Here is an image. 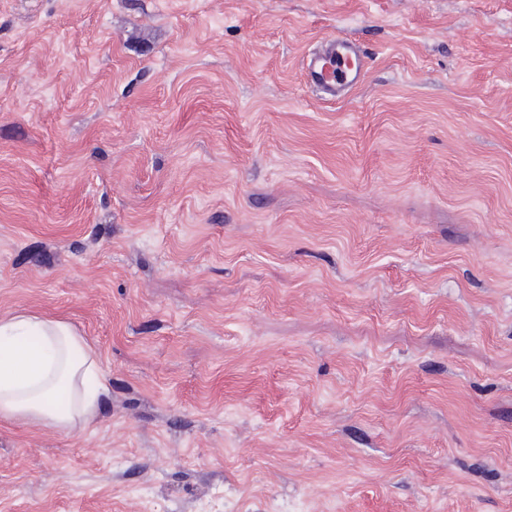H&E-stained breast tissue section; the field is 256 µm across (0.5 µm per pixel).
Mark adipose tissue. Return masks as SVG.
<instances>
[{"mask_svg":"<svg viewBox=\"0 0 512 512\" xmlns=\"http://www.w3.org/2000/svg\"><path fill=\"white\" fill-rule=\"evenodd\" d=\"M108 388L96 352L74 325L25 311L0 315V419L73 433Z\"/></svg>","mask_w":512,"mask_h":512,"instance_id":"ef3b65f1","label":"adipose tissue"}]
</instances>
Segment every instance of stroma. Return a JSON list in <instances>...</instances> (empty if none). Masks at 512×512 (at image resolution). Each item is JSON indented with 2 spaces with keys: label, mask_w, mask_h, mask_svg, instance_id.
<instances>
[{
  "label": "stroma",
  "mask_w": 512,
  "mask_h": 512,
  "mask_svg": "<svg viewBox=\"0 0 512 512\" xmlns=\"http://www.w3.org/2000/svg\"><path fill=\"white\" fill-rule=\"evenodd\" d=\"M13 310L108 394L0 512H512V0H0ZM366 73L365 53L354 41L336 37L324 50L307 57L306 84L328 99H342L352 92Z\"/></svg>",
  "instance_id": "1"
}]
</instances>
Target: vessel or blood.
Returning a JSON list of instances; mask_svg holds the SVG:
<instances>
[{
    "instance_id": "1",
    "label": "vessel or blood",
    "mask_w": 512,
    "mask_h": 512,
    "mask_svg": "<svg viewBox=\"0 0 512 512\" xmlns=\"http://www.w3.org/2000/svg\"><path fill=\"white\" fill-rule=\"evenodd\" d=\"M366 73L365 53L354 41L335 38L324 50L307 57L306 84L328 99H342L352 92Z\"/></svg>"
}]
</instances>
